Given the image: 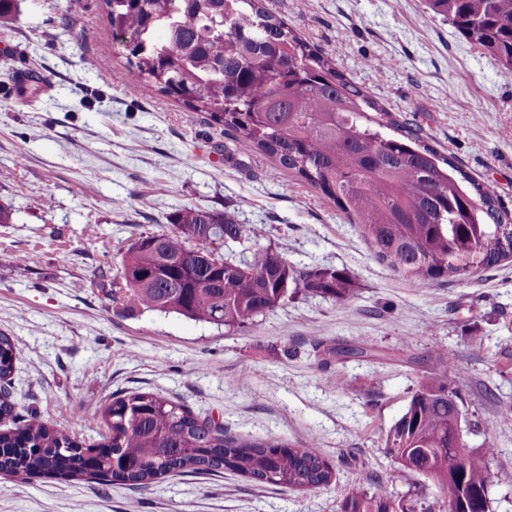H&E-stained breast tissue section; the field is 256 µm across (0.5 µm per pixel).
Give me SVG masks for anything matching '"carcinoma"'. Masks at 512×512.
Returning a JSON list of instances; mask_svg holds the SVG:
<instances>
[{
  "instance_id": "carcinoma-1",
  "label": "carcinoma",
  "mask_w": 512,
  "mask_h": 512,
  "mask_svg": "<svg viewBox=\"0 0 512 512\" xmlns=\"http://www.w3.org/2000/svg\"><path fill=\"white\" fill-rule=\"evenodd\" d=\"M112 36L121 40L138 78L237 134L245 149L279 159L333 201L357 225L374 257L423 286L466 280L512 259V214L487 183L423 141L393 117L263 0H105ZM427 8L512 70V0H426ZM169 233L141 236L121 258L112 297L140 310L175 313L229 330L302 291L344 302L354 276L331 267L299 269L271 249L218 252L255 237L245 224L202 206L172 214ZM220 225L224 238L208 235ZM18 344L0 334V380L13 373ZM462 411L447 376L420 384L384 436L387 454L436 489L446 512L466 499L486 512L487 459L495 448H466ZM0 475L87 477L146 489L171 475L222 470L284 491L328 486L336 473L312 448L280 437L243 440L166 395L132 392L101 408L107 433L93 444L23 416L0 398ZM459 468L462 478L448 476ZM339 512H414V506L363 487L343 494Z\"/></svg>"
}]
</instances>
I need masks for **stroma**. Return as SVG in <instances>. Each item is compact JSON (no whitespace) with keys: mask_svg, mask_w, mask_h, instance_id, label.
I'll use <instances>...</instances> for the list:
<instances>
[{"mask_svg":"<svg viewBox=\"0 0 512 512\" xmlns=\"http://www.w3.org/2000/svg\"><path fill=\"white\" fill-rule=\"evenodd\" d=\"M394 117L512 212V71L425 0H264ZM26 74H19V66ZM0 334L21 349L10 392L92 443L101 406L159 392L241 439L314 446L336 484L283 491L230 473L176 475L135 490L53 477H0V512H338L359 484L445 512L383 437L447 361L473 448L512 472V262L415 287L379 263L354 225L278 159L243 150L208 113L140 83L104 0H22L0 23ZM203 206L260 231L258 248L307 269L345 268V302L298 294L228 330L113 301L122 254ZM351 349L346 358L337 348Z\"/></svg>","mask_w":512,"mask_h":512,"instance_id":"1","label":"stroma"}]
</instances>
